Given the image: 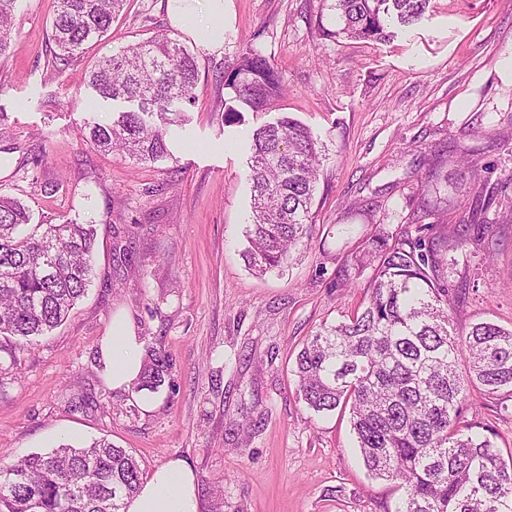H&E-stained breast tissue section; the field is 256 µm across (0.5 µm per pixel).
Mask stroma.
<instances>
[{
  "instance_id": "1",
  "label": "stroma",
  "mask_w": 512,
  "mask_h": 512,
  "mask_svg": "<svg viewBox=\"0 0 512 512\" xmlns=\"http://www.w3.org/2000/svg\"><path fill=\"white\" fill-rule=\"evenodd\" d=\"M167 2L127 0L105 37L58 67L56 0H17L0 59V155L11 160L0 193L36 224H95L97 275L66 323L18 358L0 352V455L104 437L132 451L146 477L182 459L200 512H386L397 488L368 474L347 409L317 414L299 399L295 359L322 325L366 301L375 271L354 261L365 242L425 204L443 224H491L493 256L479 244L443 253L449 288H466L457 328H512V84L496 72L512 51V0H429L421 23L392 25L382 42L336 35L334 0H224L216 49L174 25ZM160 34L185 43L199 69L172 157L104 154L83 137L84 121L129 104L95 99L89 72ZM250 46L284 92L276 111L230 125L217 72ZM283 115L320 140L312 228L282 270L258 277L242 258L252 199L238 136ZM459 155L496 185L494 197L456 166ZM120 312L170 360L157 392L115 389L102 374L99 347ZM460 420L512 453V400L469 389Z\"/></svg>"
}]
</instances>
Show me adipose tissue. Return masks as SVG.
<instances>
[{
  "instance_id": "adipose-tissue-1",
  "label": "adipose tissue",
  "mask_w": 512,
  "mask_h": 512,
  "mask_svg": "<svg viewBox=\"0 0 512 512\" xmlns=\"http://www.w3.org/2000/svg\"><path fill=\"white\" fill-rule=\"evenodd\" d=\"M143 346L128 317L113 318L101 347L100 360L113 388L128 390L139 376ZM123 512H198V487L193 471L176 459L157 469Z\"/></svg>"
}]
</instances>
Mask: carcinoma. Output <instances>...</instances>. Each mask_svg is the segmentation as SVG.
Returning <instances> with one entry per match:
<instances>
[{"label": "carcinoma", "mask_w": 512, "mask_h": 512, "mask_svg": "<svg viewBox=\"0 0 512 512\" xmlns=\"http://www.w3.org/2000/svg\"><path fill=\"white\" fill-rule=\"evenodd\" d=\"M17 0H0V57L12 39ZM125 0H58L52 21L53 63L65 64L105 36ZM428 0H336L338 32L385 39L387 22L422 19ZM199 70L185 45L166 35L132 43L100 61L89 76L102 99L137 109L89 121L86 140L135 162L170 156V127L187 121ZM231 96L224 121L244 107L267 112L282 96L279 74L251 48L218 75ZM318 139L283 117L251 134L248 179L252 218L244 256L257 275L282 268L308 237L319 176ZM489 226L463 219L452 234L427 241L410 225L383 232L355 256L374 266L367 305L347 321L325 325L295 361L297 391L326 413L350 406L351 429L367 471L402 490L392 512H512V465L487 436L466 433L459 406L466 392L512 399V328L491 322L454 328L451 310L465 287L449 293L440 253L483 242ZM96 229L65 221L33 224L28 208L0 195V339L11 358L61 325L84 296L95 267ZM170 369L166 354L146 346L137 393L157 391ZM133 452L106 440L61 444L0 467V512H121L141 486Z\"/></svg>", "instance_id": "obj_1"}]
</instances>
